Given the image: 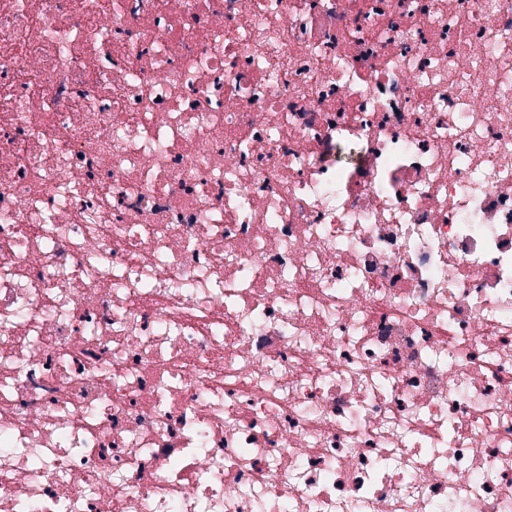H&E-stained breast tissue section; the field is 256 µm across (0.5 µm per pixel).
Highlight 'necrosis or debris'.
<instances>
[{"label": "necrosis or debris", "instance_id": "obj_1", "mask_svg": "<svg viewBox=\"0 0 512 512\" xmlns=\"http://www.w3.org/2000/svg\"><path fill=\"white\" fill-rule=\"evenodd\" d=\"M0 512H512V0H0Z\"/></svg>", "mask_w": 512, "mask_h": 512}]
</instances>
